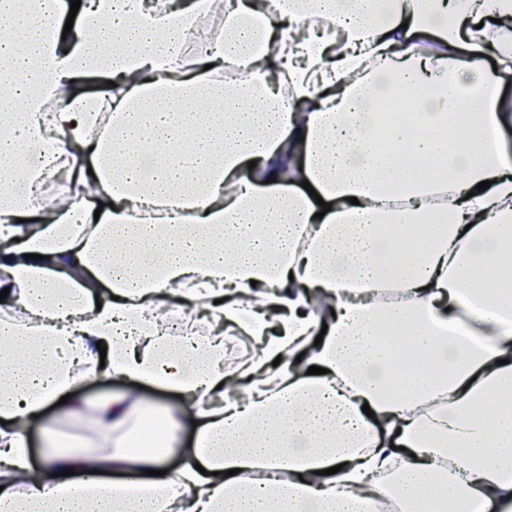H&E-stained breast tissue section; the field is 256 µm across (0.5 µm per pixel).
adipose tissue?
<instances>
[{
	"label": "adipose tissue",
	"mask_w": 512,
	"mask_h": 512,
	"mask_svg": "<svg viewBox=\"0 0 512 512\" xmlns=\"http://www.w3.org/2000/svg\"><path fill=\"white\" fill-rule=\"evenodd\" d=\"M372 2L0 0V512L512 504V0ZM60 400L101 446L32 458ZM383 112H386L388 120L413 122L417 111L412 98L399 97L390 101ZM127 386L124 381L113 380L112 384L85 383L80 386V394L88 401L94 402L102 399L112 393L126 391Z\"/></svg>",
	"instance_id": "1"
}]
</instances>
